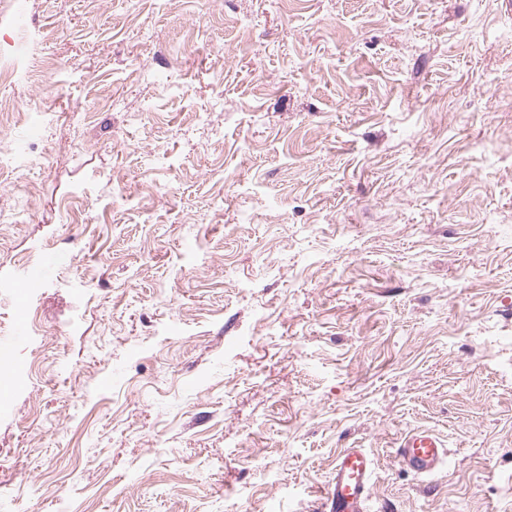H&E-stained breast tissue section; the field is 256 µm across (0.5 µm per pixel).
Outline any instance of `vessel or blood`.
Masks as SVG:
<instances>
[{
  "instance_id": "vessel-or-blood-1",
  "label": "vessel or blood",
  "mask_w": 512,
  "mask_h": 512,
  "mask_svg": "<svg viewBox=\"0 0 512 512\" xmlns=\"http://www.w3.org/2000/svg\"><path fill=\"white\" fill-rule=\"evenodd\" d=\"M396 456L415 474L430 475L444 464L448 450L433 430L415 428L399 438ZM374 476L375 462L366 449H341L320 499L321 512H369Z\"/></svg>"
}]
</instances>
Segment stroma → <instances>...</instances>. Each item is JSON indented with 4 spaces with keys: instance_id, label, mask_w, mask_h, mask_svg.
Wrapping results in <instances>:
<instances>
[{
    "instance_id": "obj_1",
    "label": "stroma",
    "mask_w": 512,
    "mask_h": 512,
    "mask_svg": "<svg viewBox=\"0 0 512 512\" xmlns=\"http://www.w3.org/2000/svg\"><path fill=\"white\" fill-rule=\"evenodd\" d=\"M32 30L0 512H316L350 446L373 512H512L506 0H22L0 48ZM396 456L415 474L430 475L445 463L448 450L445 440L433 430L415 428L399 438Z\"/></svg>"
}]
</instances>
